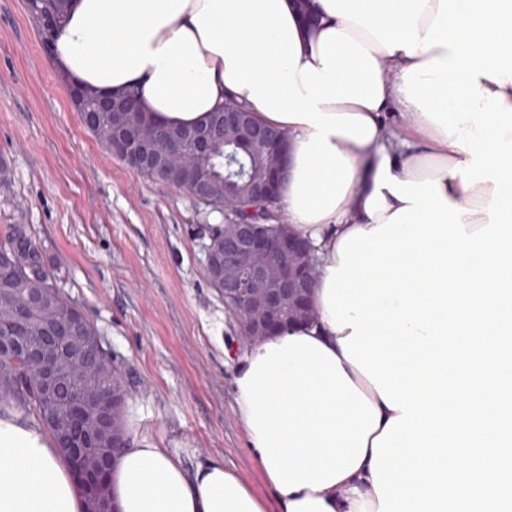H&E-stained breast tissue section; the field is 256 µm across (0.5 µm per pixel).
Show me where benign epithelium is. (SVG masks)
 I'll list each match as a JSON object with an SVG mask.
<instances>
[{
  "label": "benign epithelium",
  "instance_id": "1",
  "mask_svg": "<svg viewBox=\"0 0 512 512\" xmlns=\"http://www.w3.org/2000/svg\"><path fill=\"white\" fill-rule=\"evenodd\" d=\"M103 110L115 115L132 111V99L99 98ZM123 138L112 137L113 148L126 153L128 164L140 169L155 163L159 154V140L143 127H126ZM224 134L233 138L244 134L268 145L269 164L265 179L251 185V195L259 203L273 200L287 175V157L277 143L283 140V131L262 125H243L239 108L224 104ZM171 182L184 188L195 199L208 200L210 187L200 177L196 166L182 164L169 169ZM206 265H224V301L240 306L241 333L251 345H258L271 336L270 330L280 321L281 311L288 308V325H302L313 316L311 293L318 278V260L313 246L301 238L288 234L274 236L254 221H232L224 225V253L215 256L205 249ZM89 358L93 342L68 324L52 323L41 332L29 348V356L36 362L41 375L44 402L65 411L55 416L61 430L68 427L69 417L78 410L96 430L105 427V418L98 402L76 389L67 368V358L61 345Z\"/></svg>",
  "mask_w": 512,
  "mask_h": 512
}]
</instances>
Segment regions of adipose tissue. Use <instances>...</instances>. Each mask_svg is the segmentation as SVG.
<instances>
[{
    "mask_svg": "<svg viewBox=\"0 0 512 512\" xmlns=\"http://www.w3.org/2000/svg\"><path fill=\"white\" fill-rule=\"evenodd\" d=\"M50 50L169 125L231 98L289 136L316 316L234 371L278 512H512V0H70ZM182 455L128 440L116 512H266ZM82 509L52 436L0 416V512Z\"/></svg>",
    "mask_w": 512,
    "mask_h": 512,
    "instance_id": "ef3b65f1",
    "label": "adipose tissue"
}]
</instances>
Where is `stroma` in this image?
I'll use <instances>...</instances> for the list:
<instances>
[{"mask_svg": "<svg viewBox=\"0 0 512 512\" xmlns=\"http://www.w3.org/2000/svg\"><path fill=\"white\" fill-rule=\"evenodd\" d=\"M0 239L23 231L125 370L128 435L222 458L259 496L263 475L235 411L248 344L212 288L203 224L224 213L111 155L70 105L28 0H0Z\"/></svg>", "mask_w": 512, "mask_h": 512, "instance_id": "1", "label": "stroma"}]
</instances>
